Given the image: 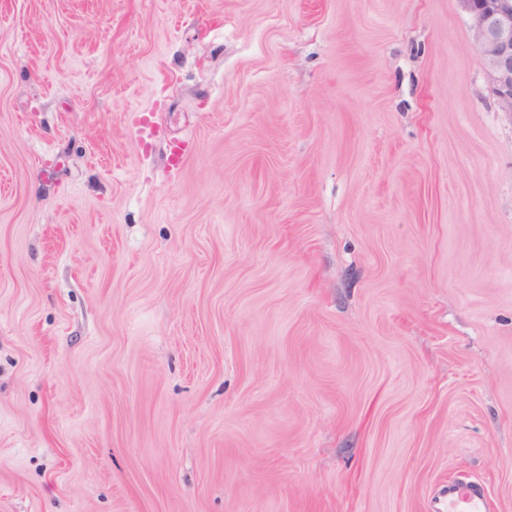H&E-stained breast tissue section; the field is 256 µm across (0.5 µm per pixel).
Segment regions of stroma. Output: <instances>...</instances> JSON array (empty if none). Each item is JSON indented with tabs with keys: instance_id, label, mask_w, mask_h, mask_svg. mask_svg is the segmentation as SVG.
I'll use <instances>...</instances> for the list:
<instances>
[{
	"instance_id": "stroma-1",
	"label": "stroma",
	"mask_w": 512,
	"mask_h": 512,
	"mask_svg": "<svg viewBox=\"0 0 512 512\" xmlns=\"http://www.w3.org/2000/svg\"><path fill=\"white\" fill-rule=\"evenodd\" d=\"M465 478L512 512V114L461 0H0V512Z\"/></svg>"
}]
</instances>
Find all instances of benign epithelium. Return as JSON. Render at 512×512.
<instances>
[{"instance_id": "obj_1", "label": "benign epithelium", "mask_w": 512, "mask_h": 512, "mask_svg": "<svg viewBox=\"0 0 512 512\" xmlns=\"http://www.w3.org/2000/svg\"><path fill=\"white\" fill-rule=\"evenodd\" d=\"M498 108L512 112V0H461Z\"/></svg>"}]
</instances>
